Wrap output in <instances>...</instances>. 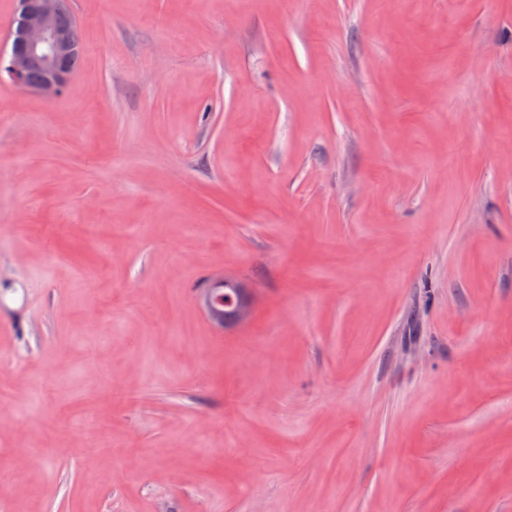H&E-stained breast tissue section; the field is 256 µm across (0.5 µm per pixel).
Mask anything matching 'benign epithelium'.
I'll return each mask as SVG.
<instances>
[{
    "label": "benign epithelium",
    "instance_id": "obj_1",
    "mask_svg": "<svg viewBox=\"0 0 512 512\" xmlns=\"http://www.w3.org/2000/svg\"><path fill=\"white\" fill-rule=\"evenodd\" d=\"M8 55H0V73L17 87L46 98L61 96L72 78V61L80 52L74 37L77 21L70 0H17ZM202 309L213 325L230 329L247 322L254 311L250 289L233 278L211 279L201 292Z\"/></svg>",
    "mask_w": 512,
    "mask_h": 512
}]
</instances>
